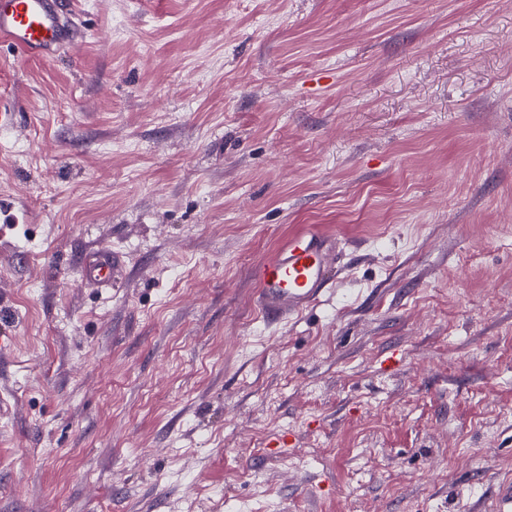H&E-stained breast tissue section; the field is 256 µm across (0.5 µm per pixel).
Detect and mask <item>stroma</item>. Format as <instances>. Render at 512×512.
Instances as JSON below:
<instances>
[{
    "instance_id": "35a3bbf8",
    "label": "stroma",
    "mask_w": 512,
    "mask_h": 512,
    "mask_svg": "<svg viewBox=\"0 0 512 512\" xmlns=\"http://www.w3.org/2000/svg\"><path fill=\"white\" fill-rule=\"evenodd\" d=\"M67 2L82 42L0 43V512H491L512 0ZM307 225L333 288L267 323ZM123 266L119 252L99 247L83 255L80 261L82 279L111 288H118L117 272Z\"/></svg>"
}]
</instances>
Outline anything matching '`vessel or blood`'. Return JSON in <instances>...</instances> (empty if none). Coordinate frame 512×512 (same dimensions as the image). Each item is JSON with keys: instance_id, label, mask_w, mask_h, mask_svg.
Listing matches in <instances>:
<instances>
[{"instance_id": "vessel-or-blood-1", "label": "vessel or blood", "mask_w": 512, "mask_h": 512, "mask_svg": "<svg viewBox=\"0 0 512 512\" xmlns=\"http://www.w3.org/2000/svg\"><path fill=\"white\" fill-rule=\"evenodd\" d=\"M84 29L71 20L65 0H0V40L25 56H48L82 41ZM331 236L316 230L290 239L273 258L254 270L259 310L273 323L317 301L330 284ZM122 256L97 248L80 261L83 280L118 287Z\"/></svg>"}]
</instances>
